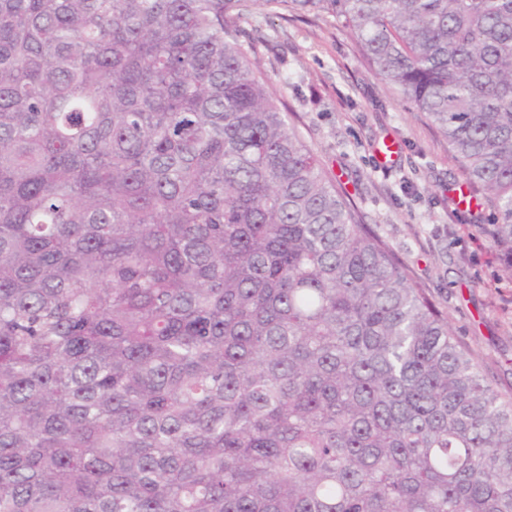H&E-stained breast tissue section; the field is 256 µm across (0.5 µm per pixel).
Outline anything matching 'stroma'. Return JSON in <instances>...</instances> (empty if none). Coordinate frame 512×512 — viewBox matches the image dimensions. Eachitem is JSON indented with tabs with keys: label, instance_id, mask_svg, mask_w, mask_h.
<instances>
[{
	"label": "stroma",
	"instance_id": "1",
	"mask_svg": "<svg viewBox=\"0 0 512 512\" xmlns=\"http://www.w3.org/2000/svg\"><path fill=\"white\" fill-rule=\"evenodd\" d=\"M245 31L307 144L337 175L364 224L403 261L448 314L481 373L512 398V276L485 233L493 207H454L458 164L422 113L398 99L329 15L278 16L256 0ZM397 142L394 164L379 163Z\"/></svg>",
	"mask_w": 512,
	"mask_h": 512
}]
</instances>
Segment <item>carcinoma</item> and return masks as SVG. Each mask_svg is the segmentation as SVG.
Segmentation results:
<instances>
[{
    "mask_svg": "<svg viewBox=\"0 0 512 512\" xmlns=\"http://www.w3.org/2000/svg\"><path fill=\"white\" fill-rule=\"evenodd\" d=\"M254 0H0V512H512V399L243 44ZM326 13L493 204L512 0Z\"/></svg>",
    "mask_w": 512,
    "mask_h": 512,
    "instance_id": "obj_1",
    "label": "carcinoma"
}]
</instances>
